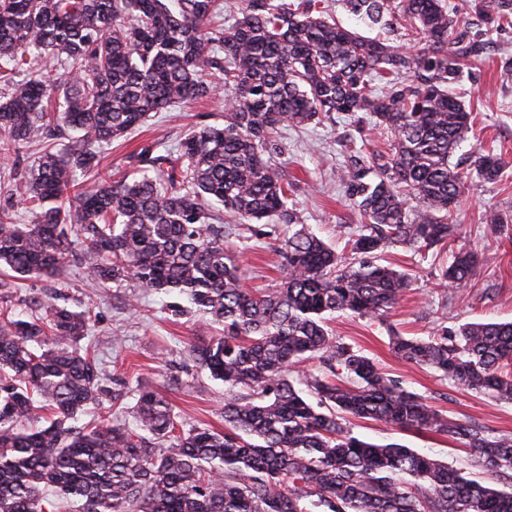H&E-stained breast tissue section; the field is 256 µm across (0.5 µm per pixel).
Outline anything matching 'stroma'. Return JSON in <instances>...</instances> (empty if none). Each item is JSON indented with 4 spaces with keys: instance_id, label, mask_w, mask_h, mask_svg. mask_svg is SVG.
<instances>
[{
    "instance_id": "1",
    "label": "stroma",
    "mask_w": 512,
    "mask_h": 512,
    "mask_svg": "<svg viewBox=\"0 0 512 512\" xmlns=\"http://www.w3.org/2000/svg\"><path fill=\"white\" fill-rule=\"evenodd\" d=\"M461 26L485 37L484 48L472 57L459 88L460 99L476 119L475 133L459 149L467 156L478 149L495 148L512 163V26L499 23L491 0H450ZM224 122L220 94L151 114L126 137L114 141L102 161L119 179L129 171V155L160 142L177 147L193 128ZM280 160L292 202L304 224L316 236L343 251L337 225L359 224L345 196L341 175L340 142L354 140L371 151L386 152L391 138L369 122L354 123L333 114L322 123L301 128L281 127L276 135ZM496 209L512 217V175L495 185H473L456 216L462 224L459 246L473 249L480 259V274L460 288L444 287L439 279L450 251L421 259L398 248L383 255L385 265L407 272L412 286L386 321L349 314L334 315L328 323L340 342L362 350L410 391L429 399L454 419L467 420L489 435L512 434V402L463 389L426 367L407 364L389 348V334L428 336L438 326L455 329L473 321H512V240L492 231L485 214ZM241 252L240 276L245 287L257 291L278 288L284 278L283 260L270 226L256 224L254 232L234 241ZM13 303L35 297L75 311L90 310L87 340L95 344L103 373L117 385L136 387L152 382L173 405L186 427L223 429L224 387L193 361L190 345L197 337L221 334L219 325L183 310L182 298L155 294L126 281L121 287L99 286L83 265L72 262L57 280L13 278L0 274ZM354 435L367 441L399 443L461 470L470 463L463 447L447 436L403 431L378 421L353 419Z\"/></svg>"
}]
</instances>
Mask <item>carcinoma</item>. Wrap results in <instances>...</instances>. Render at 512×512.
<instances>
[{"mask_svg": "<svg viewBox=\"0 0 512 512\" xmlns=\"http://www.w3.org/2000/svg\"><path fill=\"white\" fill-rule=\"evenodd\" d=\"M321 2L238 0V18L221 26L224 0H0V151L46 144L7 190L31 223L0 204V266L53 278L79 248L100 284L130 279L186 297L224 326L189 353L225 387L222 431L182 429L147 383L130 407L139 432L102 417L78 426L103 399H128L80 345L91 312L32 298V314H20L3 300L0 512H512V436L448 417L326 329L329 314L380 319L395 308L411 276L378 255L448 246L468 185L505 177L508 162L492 151L473 153L466 170L452 162L474 123L454 87L483 43L442 0H343L367 25L407 30L409 52L342 27ZM219 75L224 125L194 129L175 149H141L130 178L102 171L112 141L153 112L212 96ZM335 112L394 137L386 156L349 150L342 181L361 223L343 226L347 256L288 206L273 140ZM271 217L285 227L277 251L287 273L274 292H254L229 239ZM485 220L512 231L495 210ZM479 269L461 249L441 280L460 286ZM390 341L405 363L512 401V322ZM307 360L323 367L305 379L313 402L292 377ZM38 402L52 411L42 424ZM349 416L445 435L495 481L362 440Z\"/></svg>", "mask_w": 512, "mask_h": 512, "instance_id": "carcinoma-1", "label": "carcinoma"}]
</instances>
